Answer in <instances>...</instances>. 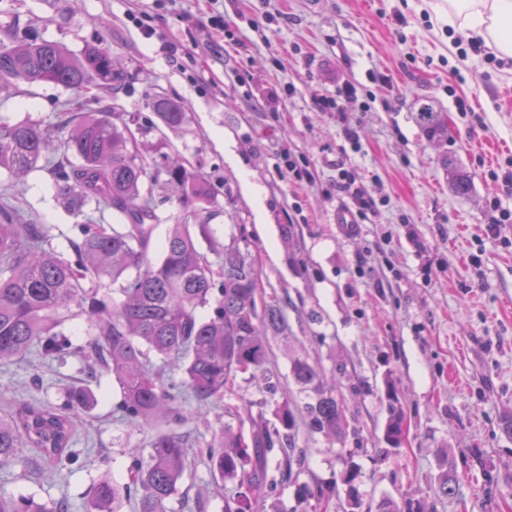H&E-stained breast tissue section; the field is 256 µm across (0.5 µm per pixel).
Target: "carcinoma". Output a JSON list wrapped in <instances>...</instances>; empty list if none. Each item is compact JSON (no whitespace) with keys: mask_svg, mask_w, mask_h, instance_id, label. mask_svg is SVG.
I'll use <instances>...</instances> for the list:
<instances>
[{"mask_svg":"<svg viewBox=\"0 0 512 512\" xmlns=\"http://www.w3.org/2000/svg\"><path fill=\"white\" fill-rule=\"evenodd\" d=\"M128 74L116 67L112 54L97 43L72 54L51 41L30 40L12 28L0 41V92L18 83L52 82L80 95L67 102L63 123L46 127L38 122L0 121V172L24 175L44 163L55 181L56 196L70 214L84 217L78 236L67 239L66 251L51 244L53 227L26 217L7 197L0 198V364L29 354L45 361L69 356L83 359V372L95 379L112 375L120 389L116 410L134 425L163 423L147 442V456H131L129 481L121 485L104 479L94 487L87 512H116L128 498L134 512H167L187 469L189 417H199L224 401V392L238 374L265 373L269 363L268 336L286 327L279 308L257 312L258 272L248 250L239 244L218 252L221 275L215 279L212 263L201 242H212L203 217L215 198L204 176L178 161L148 164L140 145H130L127 126L112 98ZM96 84L105 97L87 98L82 91ZM153 109L169 127L187 119L179 103L162 95ZM417 120L431 138L448 140V117L423 105ZM62 142L60 157L46 152L53 139ZM453 191L467 194L470 177L447 168ZM178 189V211L163 209L169 198H155L153 186L161 175ZM112 212V223L94 217ZM168 224L160 256L149 258L156 229ZM112 284L119 298L100 297L103 282ZM209 307L212 314L200 315ZM85 317L89 340L73 346L62 329L65 316ZM181 379L165 378L166 370ZM292 379L309 393L304 420L313 431L331 439L346 435L347 422L319 368L297 358ZM85 385L73 386L61 405L33 399L0 412V469L35 464L75 455L78 412L95 404ZM297 427L295 412L283 405L278 422L263 414L251 418V434L226 424L206 444L214 476L239 479L238 492L225 501L224 512H252L253 501L277 487L268 476V457L278 450L282 473L292 475V444ZM403 413L393 406L384 439L393 445L402 434ZM32 455L23 456L20 449ZM333 486L298 487L301 499H330ZM380 512H424L419 500H384ZM0 512H51L33 499H0Z\"/></svg>","mask_w":512,"mask_h":512,"instance_id":"obj_1","label":"carcinoma"}]
</instances>
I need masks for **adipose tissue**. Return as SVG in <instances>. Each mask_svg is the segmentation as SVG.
Masks as SVG:
<instances>
[{"label":"adipose tissue","mask_w":512,"mask_h":512,"mask_svg":"<svg viewBox=\"0 0 512 512\" xmlns=\"http://www.w3.org/2000/svg\"><path fill=\"white\" fill-rule=\"evenodd\" d=\"M449 29L501 58H512V0H443L438 8Z\"/></svg>","instance_id":"1"}]
</instances>
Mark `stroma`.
I'll return each instance as SVG.
<instances>
[{
    "instance_id": "obj_1",
    "label": "stroma",
    "mask_w": 512,
    "mask_h": 512,
    "mask_svg": "<svg viewBox=\"0 0 512 512\" xmlns=\"http://www.w3.org/2000/svg\"><path fill=\"white\" fill-rule=\"evenodd\" d=\"M152 0H0L7 28L73 52L101 42L130 74L115 103L130 128H142L155 164L182 160L218 190L208 222L223 244L246 242L260 273L259 305L281 308L286 331L270 337L267 376L238 374L221 406L189 422L190 469L168 512H224L238 480H213L199 448L224 424L249 431L250 418L274 419L282 404L304 405L295 358L317 365L345 410L348 431L332 442L298 426L293 479L253 504V512H314L302 484H335L328 512H377L381 501L420 499L427 512H512V223L487 235L493 201L512 194L490 170L512 156V66L483 56L458 61L448 26L427 0H178L145 35L134 15ZM224 27L207 21L212 10ZM457 78H449L452 68ZM388 83H380L379 75ZM348 82L358 89L343 114L319 99ZM181 103L179 127L152 109L154 95ZM74 90L44 82L0 97V120L50 123ZM446 113L447 145L416 120L422 103ZM482 128L469 127L464 106ZM356 130L359 142L344 137ZM471 181L448 184L442 156ZM307 170L296 178L285 159ZM344 165L374 206L355 231L338 224L351 212L336 190ZM0 193L57 227L56 247L76 237V217L56 200L48 171L0 174ZM480 255L473 265L472 255ZM70 357L0 366V410L31 397L63 403L80 382ZM276 381L268 392L267 381ZM97 405L81 415L77 455L33 473L0 469V496L32 497L84 512L94 483L123 480L131 453H145L150 427L117 419L110 377L93 384ZM402 409L405 441L386 453L391 407ZM355 470L354 485L343 479ZM456 492L437 496L446 470ZM357 497H350L349 488Z\"/></svg>"
}]
</instances>
